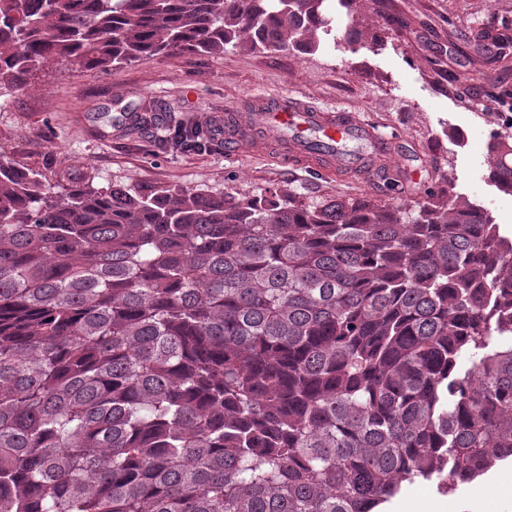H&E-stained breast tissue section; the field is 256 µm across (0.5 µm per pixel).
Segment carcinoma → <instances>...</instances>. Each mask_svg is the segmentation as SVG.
<instances>
[{"mask_svg":"<svg viewBox=\"0 0 512 512\" xmlns=\"http://www.w3.org/2000/svg\"><path fill=\"white\" fill-rule=\"evenodd\" d=\"M322 3L0 0V98L55 62L313 51ZM488 162L511 193L512 137ZM510 457L512 239L482 206L63 186L0 153V512H374Z\"/></svg>","mask_w":512,"mask_h":512,"instance_id":"carcinoma-1","label":"carcinoma"}]
</instances>
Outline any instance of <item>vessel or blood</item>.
<instances>
[{"label": "vessel or blood", "mask_w": 512, "mask_h": 512, "mask_svg": "<svg viewBox=\"0 0 512 512\" xmlns=\"http://www.w3.org/2000/svg\"><path fill=\"white\" fill-rule=\"evenodd\" d=\"M206 121L232 151L260 150L273 143L282 160L330 178L345 170H365L387 151L371 124L288 96L274 104L257 101L255 111L239 115L211 112Z\"/></svg>", "instance_id": "obj_1"}]
</instances>
